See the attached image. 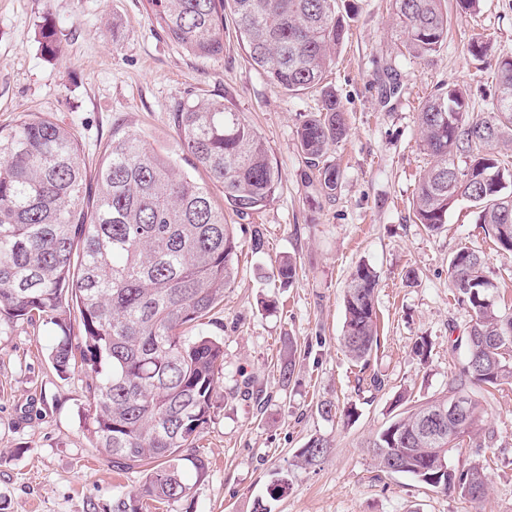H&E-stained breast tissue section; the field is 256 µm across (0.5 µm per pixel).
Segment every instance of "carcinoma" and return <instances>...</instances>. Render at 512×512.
<instances>
[{
  "instance_id": "cac0c4a2",
  "label": "carcinoma",
  "mask_w": 512,
  "mask_h": 512,
  "mask_svg": "<svg viewBox=\"0 0 512 512\" xmlns=\"http://www.w3.org/2000/svg\"><path fill=\"white\" fill-rule=\"evenodd\" d=\"M167 39L197 58L224 53V13L234 17L249 56L270 84L316 92L321 111L304 116L297 142L309 173L331 197L342 176L329 158L347 135L341 101L326 72L347 35L342 0H150ZM402 46L428 60L448 40L445 0H392ZM43 52L58 50L55 31L41 27ZM498 94L488 112H473L464 92L450 86L418 112L431 166L413 197L416 223L437 233L448 212L466 200L504 255L512 256V169L498 147L512 143V56L495 63ZM183 147L207 180L176 172L145 141L114 135L86 190V164L75 133L39 113L0 127V321L52 322L61 332L51 353L62 377L76 368L88 385L97 452L144 475L140 492L119 498L113 512H141L143 499L176 501L188 494L182 462L202 476L205 460L189 456L210 419L213 391L224 374V342L188 336L216 307L239 273L240 243L224 206L244 217L264 207L281 179L261 135L242 112L219 100L184 105L175 114ZM468 159L461 168L456 158ZM223 188L224 203L210 185ZM454 299L472 312L468 358L448 378V394L395 416L366 442L378 467L391 463L426 485L481 502L489 489L484 465L443 463L465 439L491 445L476 400L468 414L443 421L436 411L474 386L512 385V307L495 300L497 284L482 252L462 248L448 264ZM377 271L355 267L346 286L340 345L365 364L378 346ZM78 336H73V324ZM331 448L311 437L292 465L313 468ZM288 488L279 478L252 512H272Z\"/></svg>"
}]
</instances>
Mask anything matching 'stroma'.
Here are the masks:
<instances>
[{
  "mask_svg": "<svg viewBox=\"0 0 512 512\" xmlns=\"http://www.w3.org/2000/svg\"><path fill=\"white\" fill-rule=\"evenodd\" d=\"M356 3L328 71L349 127L330 150L343 177L328 198L305 180L296 138L303 116L319 111V95L273 88L232 18L224 20L223 54L202 59L166 39L148 0H0V126L26 112L49 114L76 133L91 169L112 134H132L190 174L194 159L173 114L221 100L245 113L281 173L265 207L244 219L225 214L242 246L239 275L223 306L196 328L224 342V380L193 441L208 469L200 476L185 466L188 495L159 512H251L254 498L315 435L331 440L330 452L313 469L292 470L273 512H512L510 386L472 392L497 432L495 446L479 450L467 441L450 457L456 468L485 465L491 489L478 505L381 471L363 447L398 414V395L410 406L442 396L462 368L471 311L449 290L453 253L482 251L512 305V258L499 254L471 203L456 204L439 233L415 224L412 211L429 163L417 114L451 85L466 90L472 111L491 110L492 64L512 52V0H480L476 13L454 16L447 43L426 61L405 53L391 0ZM46 21L61 39L53 57L39 44ZM474 38L487 43L486 58L469 52ZM256 226L266 238L260 253L249 248ZM288 255L297 276L284 288L272 271ZM362 262L380 276V346L365 366L338 343L344 289ZM58 335L42 320L0 324V512H112L115 499L143 484L142 473L115 470L93 448L85 375L62 377L52 367ZM422 336L431 343L424 360L413 351ZM287 357L294 374L285 385L279 367ZM374 376L381 389L371 386ZM326 401L355 407L356 418L322 417Z\"/></svg>",
  "mask_w": 512,
  "mask_h": 512,
  "instance_id": "obj_1",
  "label": "stroma"
}]
</instances>
